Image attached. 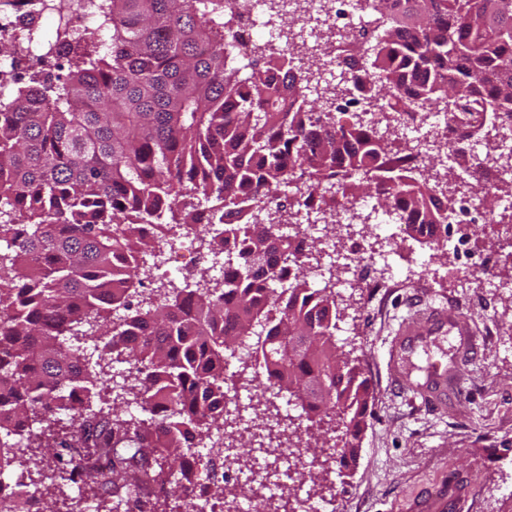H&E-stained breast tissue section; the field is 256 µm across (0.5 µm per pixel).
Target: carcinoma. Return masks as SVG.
<instances>
[{
    "mask_svg": "<svg viewBox=\"0 0 512 512\" xmlns=\"http://www.w3.org/2000/svg\"><path fill=\"white\" fill-rule=\"evenodd\" d=\"M242 0H47L58 17L45 58L67 74L27 66L26 79L0 89V466L36 468L40 480L83 496L109 486L116 506L155 512L148 491L186 502L215 483L208 455L231 447L237 419L220 405L265 399L271 428L248 444L271 448L294 426L281 412L316 424L342 409L343 447L359 448L369 385L349 362L336 368L340 317L336 237L326 226L368 228L396 214L432 259L446 256L448 212L467 188L493 224L512 180L490 179L512 157V0H353L373 10L371 35H341L343 64L365 79L376 121L354 112L336 120L340 85L326 63L296 71L288 55L252 44L245 62L228 2ZM93 10L98 23H80ZM457 123L421 139L401 128L405 112ZM373 201L368 213L356 207ZM224 224V279L162 275L133 300L128 284L145 267H116L121 252L151 253L187 231L217 243L200 223L201 202ZM177 225L146 237L143 224ZM321 268L319 285L305 271ZM314 347L293 358L298 332ZM249 369L255 376L245 377ZM266 382L256 386V375ZM328 400L300 386L320 379ZM57 452L35 458L30 429ZM261 471L243 494L250 512L272 496ZM131 509V510H133ZM126 510V512H131Z\"/></svg>",
    "mask_w": 512,
    "mask_h": 512,
    "instance_id": "1",
    "label": "carcinoma"
}]
</instances>
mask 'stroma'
Listing matches in <instances>:
<instances>
[{"label": "stroma", "instance_id": "obj_1", "mask_svg": "<svg viewBox=\"0 0 512 512\" xmlns=\"http://www.w3.org/2000/svg\"><path fill=\"white\" fill-rule=\"evenodd\" d=\"M470 235L448 227V257L430 260L428 246L409 237L384 241L356 234L344 249L391 250L387 270L371 281L344 288L336 336L352 365L370 386L366 426L357 461L306 472L316 499H330L335 512H407L440 487L448 489V512H512V259H499L494 276L483 274L497 235L481 214L468 216ZM456 313L457 328L436 329L432 309ZM415 340L394 359L393 339ZM471 333L473 354L458 359L460 333ZM458 374L464 393L449 390L435 406L423 405L405 388L398 369L427 385L428 360Z\"/></svg>", "mask_w": 512, "mask_h": 512}]
</instances>
